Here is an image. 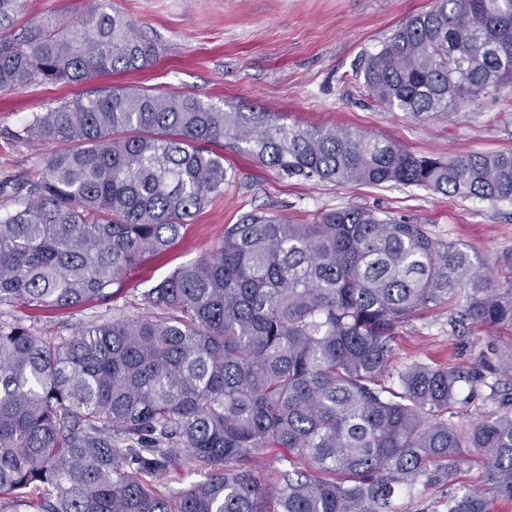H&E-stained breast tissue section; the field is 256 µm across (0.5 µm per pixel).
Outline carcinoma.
I'll use <instances>...</instances> for the list:
<instances>
[{"label":"carcinoma","instance_id":"1","mask_svg":"<svg viewBox=\"0 0 512 512\" xmlns=\"http://www.w3.org/2000/svg\"><path fill=\"white\" fill-rule=\"evenodd\" d=\"M0 0V89L92 83L146 69L158 50L112 0L64 23L13 29ZM371 96L427 119L512 86V0H437L362 70ZM54 150L41 179L0 181V306L73 309L115 297L165 254L232 173L208 144L248 145L288 176L394 183L512 201V152L417 156L346 129L288 127L144 87L85 91L33 115ZM149 314H112L71 336L0 321V495L39 490L35 512H390L397 491L449 483L467 456L512 498V397L460 426L462 367L421 362L387 386L395 330L452 307L453 326L512 323L468 249L423 224L337 209L312 224L262 212L141 293ZM288 452L269 483L260 452ZM207 470L175 495L155 481ZM450 512H486L469 490Z\"/></svg>","mask_w":512,"mask_h":512}]
</instances>
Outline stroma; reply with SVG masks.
<instances>
[{
  "label": "stroma",
  "instance_id": "stroma-1",
  "mask_svg": "<svg viewBox=\"0 0 512 512\" xmlns=\"http://www.w3.org/2000/svg\"><path fill=\"white\" fill-rule=\"evenodd\" d=\"M435 0H112L145 39L160 48L157 62L137 72L115 73L102 85L147 87L191 95L231 112H272L281 123L350 128L395 142L419 156L445 157L512 151V87L469 99L448 114L419 121L389 111L372 98L358 72L410 16ZM80 84L33 83L0 91V179L38 177L50 144L23 139L33 113L83 92ZM224 165L233 179L181 231L160 258L125 277L112 306L91 305L31 317L5 306L0 319H35L44 334L71 335L74 328L117 311L142 315L140 294L175 268L197 260L249 213L271 212L296 224L313 223L335 208L386 211L427 225L437 237L474 251L498 287L512 286V202L490 204L449 197L414 186L386 187L290 177L247 152L228 147ZM449 311L424 312L397 330L394 364L477 367L484 382H464L454 421L465 425L495 413L512 395L500 373L512 353V325L473 326L453 334ZM477 488L489 493L488 512H512V499L493 495L485 466L458 468L448 486H416L394 500L396 512H448L454 494Z\"/></svg>",
  "mask_w": 512,
  "mask_h": 512
}]
</instances>
